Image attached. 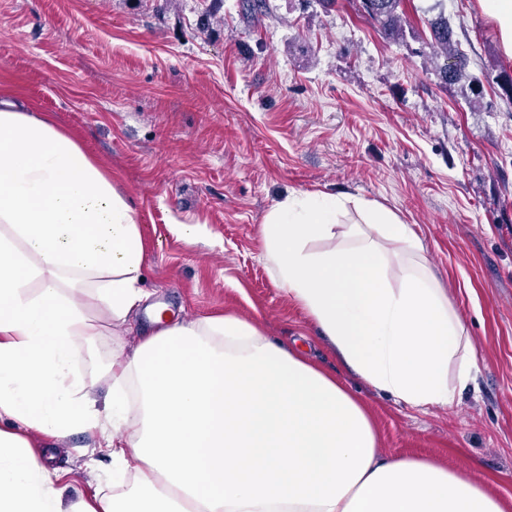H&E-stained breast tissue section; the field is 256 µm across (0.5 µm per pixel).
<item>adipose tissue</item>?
<instances>
[{
  "instance_id": "obj_1",
  "label": "adipose tissue",
  "mask_w": 512,
  "mask_h": 512,
  "mask_svg": "<svg viewBox=\"0 0 512 512\" xmlns=\"http://www.w3.org/2000/svg\"><path fill=\"white\" fill-rule=\"evenodd\" d=\"M141 222L68 133L0 102V512H505L459 471L383 453L334 373L233 314L117 351L92 398L71 372L97 334L83 297L130 324L148 298ZM262 239L281 291L348 368L411 408L459 405L475 350L412 225L374 200L297 191L267 211ZM95 430L132 486L65 506L29 437Z\"/></svg>"
}]
</instances>
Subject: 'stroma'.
<instances>
[{"label":"stroma","instance_id":"1","mask_svg":"<svg viewBox=\"0 0 512 512\" xmlns=\"http://www.w3.org/2000/svg\"><path fill=\"white\" fill-rule=\"evenodd\" d=\"M223 22L200 32L210 8ZM386 36L355 0H0V91L76 136L143 217L145 283L175 321L234 313L302 347L368 407L379 446L461 469L512 498V106L493 93L512 70L478 0H405ZM445 15L482 79L486 106L443 84L428 22ZM379 201L414 225L438 287L465 319L477 386L454 408L422 412L348 372L262 257L269 208L292 191ZM194 224L196 237L180 225ZM101 334L75 376L97 396L100 366L152 327L137 312ZM97 432L34 435L69 502L111 496Z\"/></svg>","mask_w":512,"mask_h":512}]
</instances>
